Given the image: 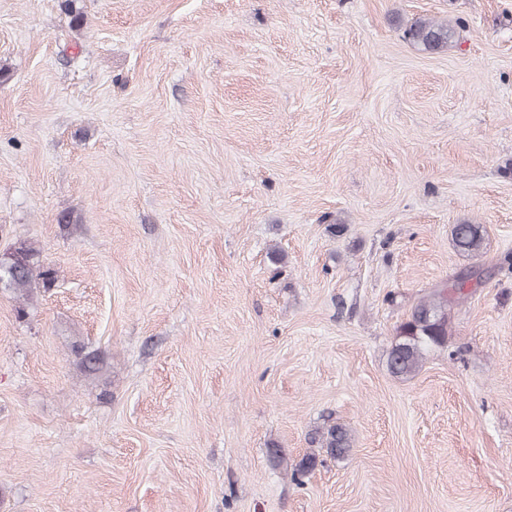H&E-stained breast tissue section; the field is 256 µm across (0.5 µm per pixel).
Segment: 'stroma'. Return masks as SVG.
Returning a JSON list of instances; mask_svg holds the SVG:
<instances>
[{"mask_svg": "<svg viewBox=\"0 0 512 512\" xmlns=\"http://www.w3.org/2000/svg\"><path fill=\"white\" fill-rule=\"evenodd\" d=\"M76 6L0 0V512H512V0ZM456 28L448 23L429 20H418L412 23L406 31L407 38L427 52H440L453 42ZM452 236L456 248L460 251L475 252L481 246V229L477 224H456L453 227ZM17 249L27 257L28 265L16 270H0L2 288L15 295H23L28 292L36 279H41L44 286L51 285L55 280V272L51 268H40L37 265L35 261L37 250L31 246H21ZM448 336V295L433 292L413 308L396 330L388 355V368L398 377L416 372L430 351L445 346ZM350 430L342 424H332L325 428L319 438L320 449L328 456H344L351 448Z\"/></svg>", "mask_w": 512, "mask_h": 512, "instance_id": "1", "label": "stroma"}]
</instances>
